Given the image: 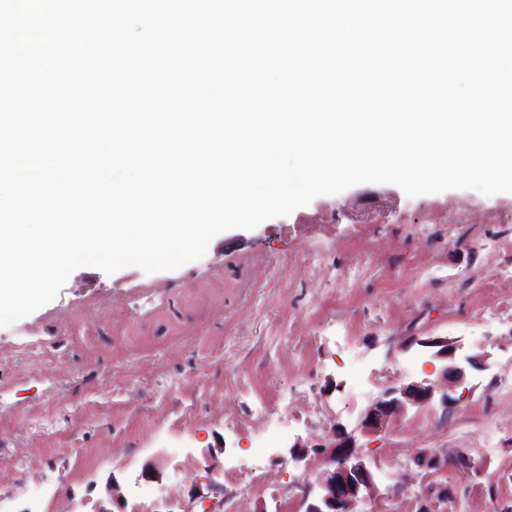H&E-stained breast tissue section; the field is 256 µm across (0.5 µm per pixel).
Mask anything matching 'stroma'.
Returning a JSON list of instances; mask_svg holds the SVG:
<instances>
[{
  "instance_id": "obj_1",
  "label": "stroma",
  "mask_w": 512,
  "mask_h": 512,
  "mask_svg": "<svg viewBox=\"0 0 512 512\" xmlns=\"http://www.w3.org/2000/svg\"><path fill=\"white\" fill-rule=\"evenodd\" d=\"M317 252L321 264L308 262ZM512 193L451 189L408 197L360 184L254 229L215 236L177 269L83 266L48 304L0 326V512H301L323 457L295 443L354 430L384 388L432 372L422 339L443 336L482 365L448 410H408L360 438L376 479L404 475L387 512H416L424 448L468 449L477 473L451 512H512V322L482 311L512 300ZM38 349L20 353L27 337ZM287 422L260 459L265 415ZM470 414H463V407ZM149 496L137 495L144 469Z\"/></svg>"
}]
</instances>
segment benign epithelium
<instances>
[{"label": "benign epithelium", "mask_w": 512, "mask_h": 512, "mask_svg": "<svg viewBox=\"0 0 512 512\" xmlns=\"http://www.w3.org/2000/svg\"><path fill=\"white\" fill-rule=\"evenodd\" d=\"M419 345L432 350V357L440 362L435 377H425L387 387L363 412L359 432L372 436L384 432L389 424L410 409L440 405L448 409L454 402L450 395L452 385L464 376V368L457 362L459 346L444 337H431ZM315 453L326 457L327 469L316 480L317 491L307 490L305 512H362L361 505H370L367 512H384L378 502L394 495L399 483L378 491L371 462L363 454L357 435L336 427L323 442L312 445ZM414 465L427 475L440 474L452 465L468 474L477 470L474 458L462 451L448 454L444 449H424L413 458ZM451 498L448 486L433 483L418 497L417 512H443L440 506Z\"/></svg>", "instance_id": "7a95c632"}]
</instances>
